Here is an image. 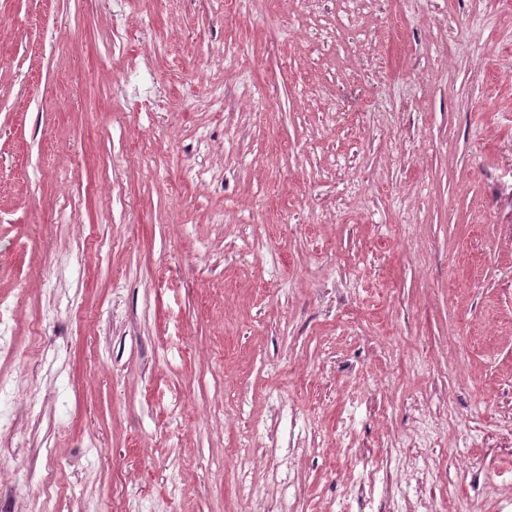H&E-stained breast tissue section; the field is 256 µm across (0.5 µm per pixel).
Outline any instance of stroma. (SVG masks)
<instances>
[{"label":"stroma","mask_w":512,"mask_h":512,"mask_svg":"<svg viewBox=\"0 0 512 512\" xmlns=\"http://www.w3.org/2000/svg\"><path fill=\"white\" fill-rule=\"evenodd\" d=\"M0 301V512H500L512 0H0Z\"/></svg>","instance_id":"obj_1"}]
</instances>
